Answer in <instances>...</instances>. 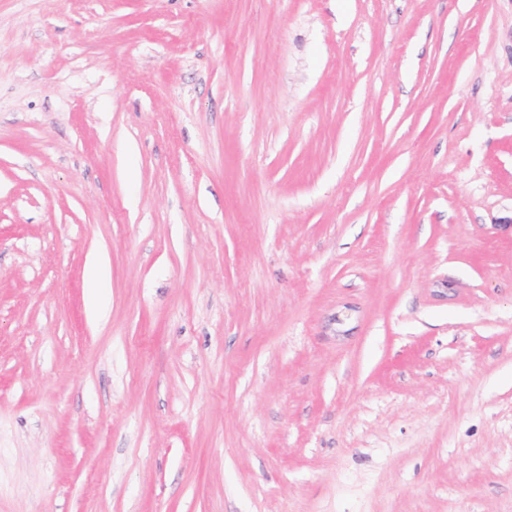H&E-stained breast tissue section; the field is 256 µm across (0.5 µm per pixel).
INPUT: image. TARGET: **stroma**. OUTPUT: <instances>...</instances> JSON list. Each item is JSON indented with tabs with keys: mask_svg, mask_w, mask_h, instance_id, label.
I'll return each mask as SVG.
<instances>
[{
	"mask_svg": "<svg viewBox=\"0 0 512 512\" xmlns=\"http://www.w3.org/2000/svg\"><path fill=\"white\" fill-rule=\"evenodd\" d=\"M0 512H512V0H0Z\"/></svg>",
	"mask_w": 512,
	"mask_h": 512,
	"instance_id": "obj_1",
	"label": "stroma"
}]
</instances>
